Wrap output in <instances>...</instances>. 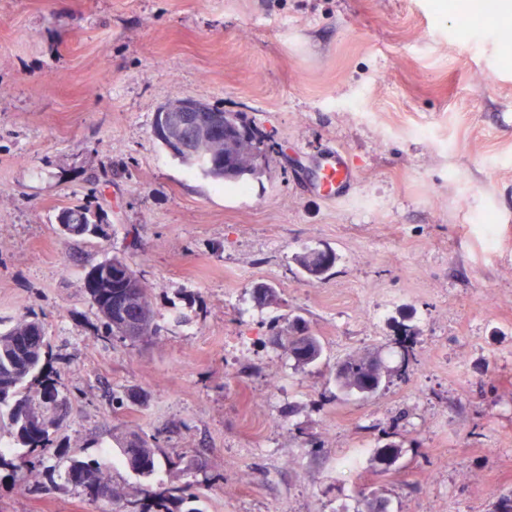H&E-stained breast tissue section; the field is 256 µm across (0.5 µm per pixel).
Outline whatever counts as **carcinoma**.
Listing matches in <instances>:
<instances>
[{
  "label": "carcinoma",
  "mask_w": 512,
  "mask_h": 512,
  "mask_svg": "<svg viewBox=\"0 0 512 512\" xmlns=\"http://www.w3.org/2000/svg\"><path fill=\"white\" fill-rule=\"evenodd\" d=\"M227 131L224 136L208 140L204 155L210 166L203 170L196 161L187 166L216 183L235 182L246 175L258 174L257 157L268 147L267 137L248 124L238 112L224 113ZM296 261L309 277H320L329 271L323 254L316 249L296 256ZM85 293L96 310L102 337L112 340L121 336L125 320L124 302L140 309L144 322L141 341H151L158 335L154 325V310L148 288L130 260L124 256L106 258L92 267L84 283ZM46 342L44 329L36 320L20 319L0 331V435L6 434L11 447L0 448V467H9L20 490L27 491L42 474L44 460L33 455L46 448L50 431L62 426L70 417L78 396L62 392L52 381L42 363ZM288 357L299 366L319 362L323 344L308 328L288 324V336L282 343ZM384 374L375 356L349 355L336 362V386L345 393L358 392L365 396L376 393ZM120 451L129 466L144 478L156 468L155 448L148 439L131 433L119 441ZM58 477L74 486L94 506H110L123 498V492L112 482L109 467L97 459L71 455ZM140 498L132 501V512H173L169 503H190L199 498L191 482L154 492L145 486Z\"/></svg>",
  "instance_id": "1"
}]
</instances>
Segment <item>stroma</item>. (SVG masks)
<instances>
[{"instance_id": "35a3bbf8", "label": "stroma", "mask_w": 512, "mask_h": 512, "mask_svg": "<svg viewBox=\"0 0 512 512\" xmlns=\"http://www.w3.org/2000/svg\"><path fill=\"white\" fill-rule=\"evenodd\" d=\"M485 3L0 0V329L37 316L48 371L82 396L49 464L81 451L129 495L191 482L201 512H494L512 491V17ZM184 97L268 136L257 175L219 188L161 144L156 114ZM333 149L355 176L329 200ZM73 205L100 235L62 234ZM324 248L335 266L308 278L296 255ZM115 254L149 290V344L97 335L84 277ZM297 317L329 361L392 370L411 329L409 381L338 394L282 350ZM129 432L154 441L151 478L118 451ZM0 512L96 510L0 468Z\"/></svg>"}]
</instances>
